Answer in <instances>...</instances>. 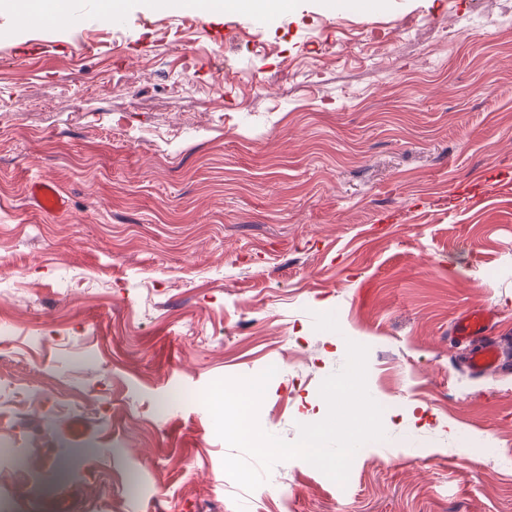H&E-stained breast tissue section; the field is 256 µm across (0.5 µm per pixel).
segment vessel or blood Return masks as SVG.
Masks as SVG:
<instances>
[{"mask_svg":"<svg viewBox=\"0 0 512 512\" xmlns=\"http://www.w3.org/2000/svg\"><path fill=\"white\" fill-rule=\"evenodd\" d=\"M31 197L36 206L46 213L58 214L66 208L64 197L57 186L49 181L34 183ZM495 321L493 310L479 308L466 311L453 325L452 334L457 341L471 347L466 365L472 375H484L501 368L505 362L502 353L504 340L491 333Z\"/></svg>","mask_w":512,"mask_h":512,"instance_id":"b4317fda","label":"vessel or blood"}]
</instances>
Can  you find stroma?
<instances>
[{
  "instance_id": "stroma-1",
  "label": "stroma",
  "mask_w": 512,
  "mask_h": 512,
  "mask_svg": "<svg viewBox=\"0 0 512 512\" xmlns=\"http://www.w3.org/2000/svg\"><path fill=\"white\" fill-rule=\"evenodd\" d=\"M68 5L0 12V512H512V364L451 335L512 339V0ZM350 340L385 439L235 484L203 390L276 367L296 440ZM0 10L13 12L17 15L40 11L51 13L40 15L30 21L38 28H46L55 24L53 15L56 17V25L58 27H65L69 21V15L63 7L61 0H2L0 2ZM187 8L206 13L228 11H261L268 15H278L287 10L292 0H188ZM31 197L36 206L46 213L58 214L66 209V201L57 186L49 181H39L31 188ZM496 321L491 309L479 308L466 311L455 321L452 334L461 343L472 346L466 357V365L474 376L498 370L505 362L502 337L490 336Z\"/></svg>"
}]
</instances>
